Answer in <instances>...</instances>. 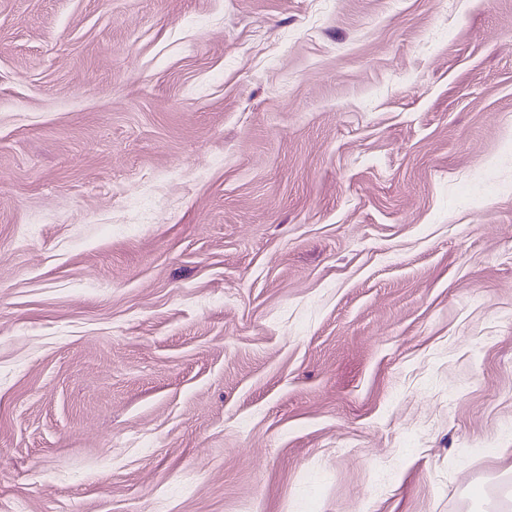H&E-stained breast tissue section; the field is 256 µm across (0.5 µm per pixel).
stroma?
Here are the masks:
<instances>
[{"instance_id": "35a3bbf8", "label": "stroma", "mask_w": 512, "mask_h": 512, "mask_svg": "<svg viewBox=\"0 0 512 512\" xmlns=\"http://www.w3.org/2000/svg\"><path fill=\"white\" fill-rule=\"evenodd\" d=\"M0 512H512V0H0Z\"/></svg>"}]
</instances>
